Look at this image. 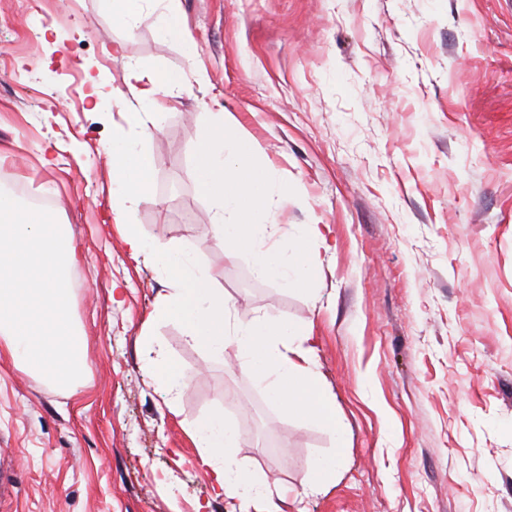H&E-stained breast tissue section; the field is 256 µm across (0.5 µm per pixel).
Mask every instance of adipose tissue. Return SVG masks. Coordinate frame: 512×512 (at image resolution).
Wrapping results in <instances>:
<instances>
[{"mask_svg":"<svg viewBox=\"0 0 512 512\" xmlns=\"http://www.w3.org/2000/svg\"><path fill=\"white\" fill-rule=\"evenodd\" d=\"M112 18L133 27L149 24L167 38L187 37L175 10L155 15L144 9L143 0H112ZM126 79L143 106L142 111L128 112L129 121L139 140L152 138L157 114L179 97L184 78L132 65ZM112 155V221L121 226L130 257L152 263L168 287L157 304V319L179 323L187 343L210 357L231 356L243 372L264 383L269 397L287 415L343 436L344 425L308 345L309 328L284 321L269 310L238 315L224 295L223 269L199 263L183 242L167 238L163 228L148 234L133 224V214L151 200L152 160L121 134L112 139ZM261 155L259 145L234 122L223 113H211L196 146L193 167L200 191L214 207L208 233L223 245L229 258L249 255L258 278L301 289L309 285L330 248L327 227L301 224L286 233L271 223L273 203L287 201L289 189L287 184L273 182ZM146 371L166 396L193 379L161 354L147 362ZM193 441L221 493L238 502L241 512L256 502L265 503L266 512H281L279 503L287 498V490L272 487L235 458L237 438L223 413L201 418L193 429Z\"/></svg>","mask_w":512,"mask_h":512,"instance_id":"obj_1","label":"adipose tissue"}]
</instances>
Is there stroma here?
Listing matches in <instances>:
<instances>
[{
	"mask_svg": "<svg viewBox=\"0 0 512 512\" xmlns=\"http://www.w3.org/2000/svg\"><path fill=\"white\" fill-rule=\"evenodd\" d=\"M173 5L189 41L114 23L108 0H0V190L70 225L89 367L71 395L0 360V512H234L191 436L219 407L236 456L278 487L300 490L339 445L154 321L165 283L124 249L104 151L136 136L112 107L132 64L186 75L144 144L153 201L134 223L223 268L239 314L312 329L345 434L306 512H512V0ZM33 12L62 50L41 44ZM211 112L288 185L283 230L329 225L311 290L255 278L206 237L193 161ZM148 324L194 375L171 402L145 372ZM342 449L338 446L336 453L322 459L306 471L301 481L302 492L305 495L313 494L332 480L336 471V461L342 455Z\"/></svg>",
	"mask_w": 512,
	"mask_h": 512,
	"instance_id": "obj_1",
	"label": "stroma"
}]
</instances>
